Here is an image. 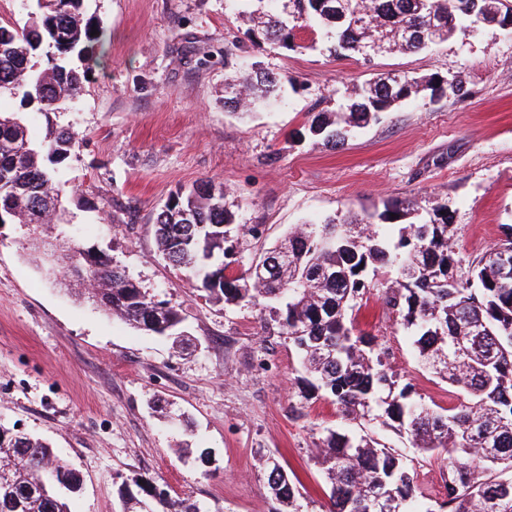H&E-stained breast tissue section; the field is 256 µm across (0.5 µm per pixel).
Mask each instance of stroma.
<instances>
[{"label": "stroma", "instance_id": "35a3bbf8", "mask_svg": "<svg viewBox=\"0 0 512 512\" xmlns=\"http://www.w3.org/2000/svg\"><path fill=\"white\" fill-rule=\"evenodd\" d=\"M238 0H87L100 27L77 110H29L32 134L67 129L62 223L0 224V424L49 442L82 478L71 512H125L148 479L202 512H272L259 467L274 456L323 512L325 480L311 459L334 406L300 397L302 369L276 323L224 306L164 259L153 236L178 190L211 181L236 223L257 228L228 268L236 275L298 224L344 220L390 199L448 206L468 262L512 232V30L489 27L418 52L339 57L310 22L290 46L253 36ZM259 70L281 76L270 104L245 110L225 84ZM462 82L469 95L411 96L335 149L306 135L311 114L338 111L352 86L380 77ZM108 256L149 296L177 309L190 350L137 330L49 272L64 246ZM382 273L356 316L414 398L447 406V382L423 368L412 336L382 304ZM212 452L209 464L193 449Z\"/></svg>", "mask_w": 512, "mask_h": 512}]
</instances>
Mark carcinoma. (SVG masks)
I'll return each mask as SVG.
<instances>
[{
	"label": "carcinoma",
	"instance_id": "1",
	"mask_svg": "<svg viewBox=\"0 0 512 512\" xmlns=\"http://www.w3.org/2000/svg\"><path fill=\"white\" fill-rule=\"evenodd\" d=\"M85 0H53L29 22H0V99L20 98V107L59 112L81 96L89 70L90 44L100 35L81 24ZM280 0H259L250 20L269 41L288 42V21L277 17ZM512 22V0H288L292 14L323 30L338 54L373 55L378 40L391 51L431 46L439 18L453 14L455 30L476 28L483 3ZM280 79L262 71L227 86L232 102L255 106L269 98ZM446 96L448 79L404 75L368 84L354 92L336 119L318 112L308 131L334 148L351 131L413 93ZM76 145L59 130L37 139L21 112L0 110V224H56L65 213L66 185L59 165ZM448 206L424 214L411 202H395L368 219L344 224L328 220L303 224L270 249L288 244L276 271L260 277L227 275L224 258L253 229L235 224L224 192L205 182L178 192L153 224L169 263L201 281L226 305L259 306L296 348L304 376L297 380L305 400L323 399L341 418L360 429L379 423L407 435L421 455L446 454L439 512H512V480L483 473L512 469V235L458 273L455 229ZM72 261L89 281L110 283L88 299L133 327L187 345L177 310L146 295L112 260L73 249ZM390 268L397 278L383 291V303L414 338L422 365L448 383L457 403L435 409L412 399V384L401 383L376 337L357 329L359 300L375 285L373 275ZM313 460L329 488L327 512H432L415 482L409 459L367 434L326 429ZM275 506L273 512H304L302 495L280 464L262 460ZM130 496V512H202L150 481ZM80 489L77 471L38 438L0 426V512H70L66 495Z\"/></svg>",
	"mask_w": 512,
	"mask_h": 512
}]
</instances>
